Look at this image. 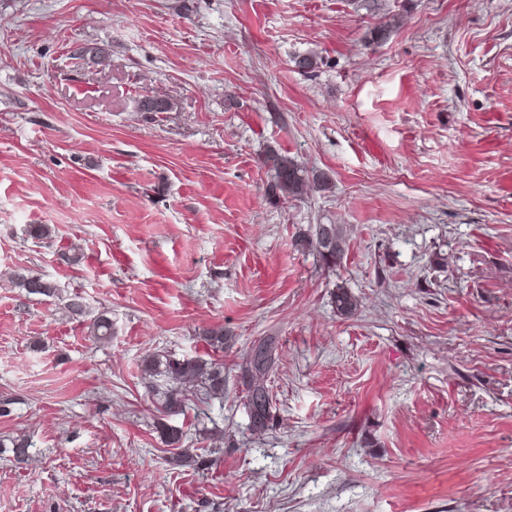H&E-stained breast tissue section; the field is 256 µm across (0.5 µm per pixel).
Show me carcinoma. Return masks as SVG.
Wrapping results in <instances>:
<instances>
[{
    "label": "carcinoma",
    "instance_id": "carcinoma-1",
    "mask_svg": "<svg viewBox=\"0 0 512 512\" xmlns=\"http://www.w3.org/2000/svg\"><path fill=\"white\" fill-rule=\"evenodd\" d=\"M78 59L89 58L94 65H103L108 53L99 47H80L75 50ZM172 99L158 92L149 91L136 98L138 112H169ZM262 164L272 172V189L284 198L297 199L313 189L326 187L329 180L324 175H309V171L297 161L275 151L265 154ZM302 247L317 254L323 265L339 266L348 252L346 227L342 224H316L310 233L301 239ZM10 282L28 294L48 298L62 297V289L54 282L33 274L26 269H17ZM332 304L338 316H354L361 302L345 285H336L332 292ZM89 335L102 342L112 337V312L105 310L90 318ZM203 340L215 352H224L228 338L224 328H211L202 333ZM275 337L267 336L251 346L241 368L240 384L244 405L249 418V429L265 432L273 426L272 409L274 395L270 385L276 360ZM141 379L152 404L159 413L156 429L165 443L176 449L169 463L181 466L184 463L199 465V455L182 447L183 429L170 424V420L184 416L214 401L224 402V362L220 359H204L199 356L176 357L174 355L149 354L141 360ZM13 460L23 464L29 459L30 443L24 435L10 439Z\"/></svg>",
    "mask_w": 512,
    "mask_h": 512
}]
</instances>
